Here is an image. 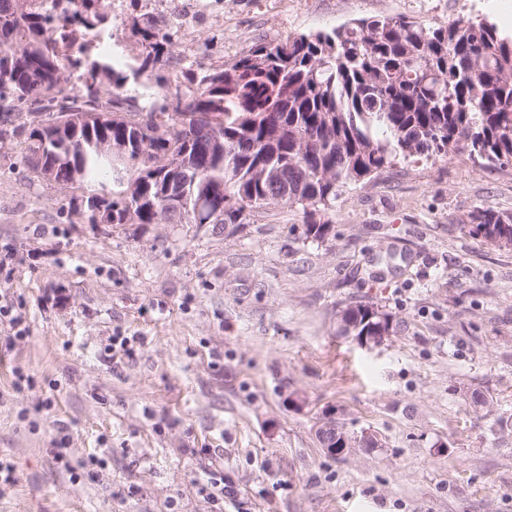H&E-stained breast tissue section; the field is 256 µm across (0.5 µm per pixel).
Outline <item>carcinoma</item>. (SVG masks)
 Masks as SVG:
<instances>
[{
    "instance_id": "carcinoma-1",
    "label": "carcinoma",
    "mask_w": 512,
    "mask_h": 512,
    "mask_svg": "<svg viewBox=\"0 0 512 512\" xmlns=\"http://www.w3.org/2000/svg\"><path fill=\"white\" fill-rule=\"evenodd\" d=\"M101 0H0V124L14 112H109L112 126L81 130L72 155L44 144L40 130L0 127V137L25 135V161L56 166V184L82 173L132 164L139 175L120 183L107 205L114 224H242L254 210L300 206L306 234L324 236L313 216L343 188L369 182L402 157L445 158L466 150L486 167L512 165V38L493 23L457 20L424 27L405 18L361 19L330 33L260 42L227 66L123 113L125 77L104 60L70 52L69 33L106 21ZM141 54L136 73L148 77L173 58L172 35L147 22L134 26ZM82 89L66 92L73 71ZM152 131L148 154L135 150ZM224 136V155L210 134ZM126 140L130 151L110 157L91 141ZM183 155L195 180L185 202L161 195L153 168ZM224 196L222 219L211 199ZM470 232L512 242V212L478 207ZM342 333L361 336L393 327L370 304L341 311Z\"/></svg>"
}]
</instances>
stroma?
I'll list each match as a JSON object with an SVG mask.
<instances>
[{"instance_id":"obj_1","label":"stroma","mask_w":512,"mask_h":512,"mask_svg":"<svg viewBox=\"0 0 512 512\" xmlns=\"http://www.w3.org/2000/svg\"><path fill=\"white\" fill-rule=\"evenodd\" d=\"M103 34L133 70L136 21L175 33L162 87L228 65L261 39L371 17L487 19L512 0H106ZM0 139V512H512V249L469 234L475 208L512 211V168L467 152L397 161L344 188L306 234L301 208L245 224H88V196L139 169L64 187ZM365 301L396 329L341 335ZM333 415L376 447L329 455Z\"/></svg>"}]
</instances>
